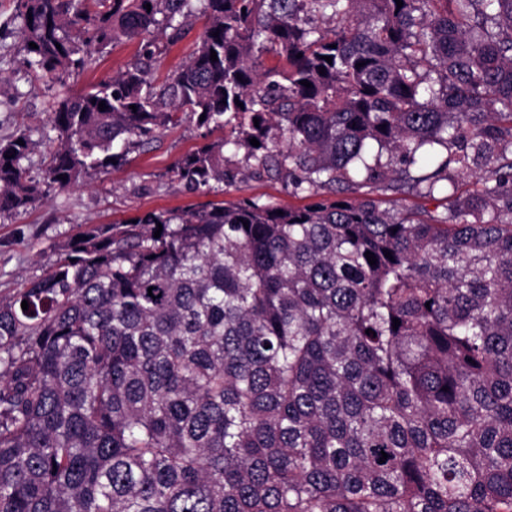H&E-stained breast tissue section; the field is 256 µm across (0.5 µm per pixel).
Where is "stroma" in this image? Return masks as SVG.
Returning a JSON list of instances; mask_svg holds the SVG:
<instances>
[{"label":"stroma","mask_w":512,"mask_h":512,"mask_svg":"<svg viewBox=\"0 0 512 512\" xmlns=\"http://www.w3.org/2000/svg\"><path fill=\"white\" fill-rule=\"evenodd\" d=\"M205 24L204 15L192 17L181 39L173 44L168 41V30L153 29L149 39L155 44L151 62L154 83H163L189 61ZM141 55V43L119 41L104 52L93 53L83 70L64 81H47L24 63L21 21L13 0H0V139L20 132L30 135L34 148L22 161L29 177L38 180L44 175L50 151L48 120L58 104L111 80ZM223 136V131L182 120L154 140L131 148L124 164L88 178L81 187L51 192L18 217L0 218V299H8L22 283L51 268L59 257L58 244L88 224L122 223L148 211L202 207L212 202L229 205L246 200L285 208L310 204V197L294 194L284 178L241 176L245 162L240 154L228 162L229 168L236 170V178L220 192L195 191L168 179L167 172L177 160ZM369 195L381 208L401 212L423 208L436 214L448 206L445 194L429 197L408 188L399 193L373 189Z\"/></svg>","instance_id":"obj_1"}]
</instances>
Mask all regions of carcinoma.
Instances as JSON below:
<instances>
[{"mask_svg":"<svg viewBox=\"0 0 512 512\" xmlns=\"http://www.w3.org/2000/svg\"><path fill=\"white\" fill-rule=\"evenodd\" d=\"M402 2L16 0L29 69L58 81L161 19L206 27L164 83L135 63L62 101L43 181L29 135L0 140V217L179 112L229 129L169 169L195 190L243 149L246 175L310 196L449 204L216 203L79 232L0 300V512H512V0ZM372 197L382 209H389L404 212L411 209L424 208L431 214L444 212L448 206L446 193H436L434 196L421 195L415 189L405 188L402 192L370 189L368 187L360 190L359 194H366Z\"/></svg>","mask_w":512,"mask_h":512,"instance_id":"carcinoma-1","label":"carcinoma"}]
</instances>
